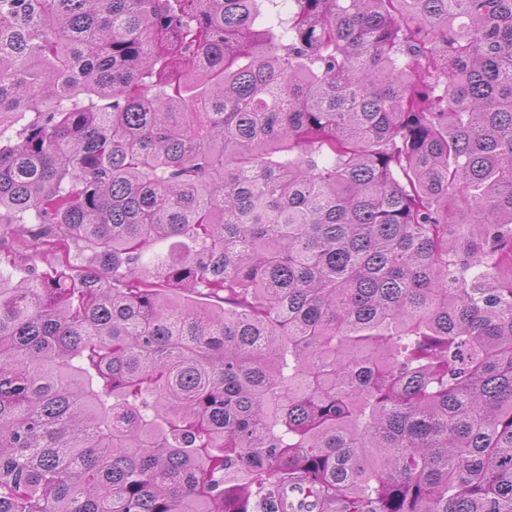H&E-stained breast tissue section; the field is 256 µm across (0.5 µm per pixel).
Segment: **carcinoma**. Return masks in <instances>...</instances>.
<instances>
[{
    "label": "carcinoma",
    "instance_id": "cac0c4a2",
    "mask_svg": "<svg viewBox=\"0 0 512 512\" xmlns=\"http://www.w3.org/2000/svg\"><path fill=\"white\" fill-rule=\"evenodd\" d=\"M280 2L0 0V512H512V0Z\"/></svg>",
    "mask_w": 512,
    "mask_h": 512
}]
</instances>
